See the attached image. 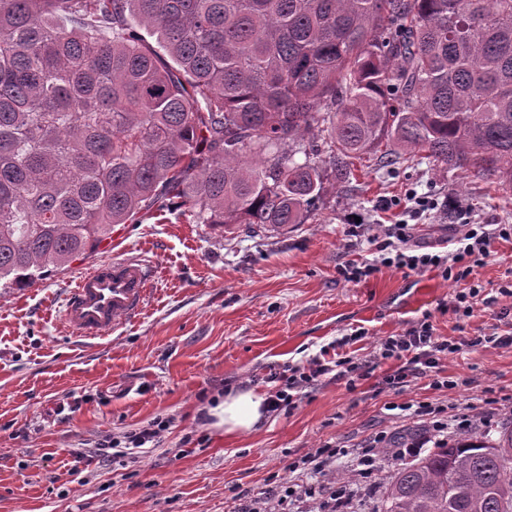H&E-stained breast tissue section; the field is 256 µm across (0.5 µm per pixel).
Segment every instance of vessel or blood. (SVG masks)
I'll list each match as a JSON object with an SVG mask.
<instances>
[{
  "label": "vessel or blood",
  "mask_w": 512,
  "mask_h": 512,
  "mask_svg": "<svg viewBox=\"0 0 512 512\" xmlns=\"http://www.w3.org/2000/svg\"><path fill=\"white\" fill-rule=\"evenodd\" d=\"M152 277V263L145 257L115 256L100 262L68 294L65 323L83 337L110 334L120 319L140 312Z\"/></svg>",
  "instance_id": "obj_1"
}]
</instances>
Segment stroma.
Returning <instances> with one entry per match:
<instances>
[{
    "mask_svg": "<svg viewBox=\"0 0 512 512\" xmlns=\"http://www.w3.org/2000/svg\"><path fill=\"white\" fill-rule=\"evenodd\" d=\"M438 206L414 221L412 242L442 250L458 232V211L478 224H512V191L486 178L400 154L356 163L348 182L327 185L323 209L275 235L240 226L224 233L187 223L178 210L150 206L142 221L117 225L97 252L29 288H0V512H238L277 508L283 482L352 485L347 512H378L386 476L404 465L377 456L370 474L345 462L325 479L291 465L326 445L357 453L376 435L424 431L393 418L388 403L428 400L470 433L465 418L497 424L512 415V348H465L439 365L453 389L419 379L386 387L388 364L355 388L329 381L307 389L295 409L267 414L253 434L230 437L207 409L229 389L269 391V374L305 364L336 338L365 328L349 345L370 358L383 337L429 317L436 334L495 326L499 305L477 304L459 319L449 305L460 286L435 271L383 268L361 283L339 270L371 253L355 221L410 218V193ZM115 254L155 265L142 311L104 338L71 333L62 318L75 277ZM512 269V240H495L472 281L495 289ZM157 445L122 446L155 421Z\"/></svg>",
    "mask_w": 512,
    "mask_h": 512,
    "instance_id": "35a3bbf8",
    "label": "stroma"
}]
</instances>
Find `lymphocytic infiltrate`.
Here are the masks:
<instances>
[{"label": "lymphocytic infiltrate", "mask_w": 512, "mask_h": 512, "mask_svg": "<svg viewBox=\"0 0 512 512\" xmlns=\"http://www.w3.org/2000/svg\"><path fill=\"white\" fill-rule=\"evenodd\" d=\"M408 238L407 224L373 225L367 241L376 252L375 258L365 264L347 263L340 268V275L346 281L358 283L382 266L413 273L439 271L444 279L466 282V289L456 292L452 310L455 315L467 318L471 317L476 300H483L490 306L495 304L497 298H512V279L500 285L494 297L486 296L484 287L470 279L474 268L483 265L493 239H512L511 224H498L490 229L482 224L464 225L456 238L457 250L446 255L414 252L407 245ZM465 346L512 347V327L500 331L494 329L477 336L445 337L435 335L430 320L423 319L400 334L382 338L375 356L392 364V371L385 379L390 387L397 389L412 380L427 377L434 388L440 389L451 387L452 382L431 378L432 369ZM368 368V363L354 362L348 356L337 358L330 364L314 358L307 365L288 367L271 376L277 388L268 397L267 410L275 413L295 408L299 393L314 386L326 375H333L338 381L344 379L351 382L361 377Z\"/></svg>", "instance_id": "1"}]
</instances>
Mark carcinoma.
Here are the masks:
<instances>
[{
	"label": "carcinoma",
	"instance_id": "obj_1",
	"mask_svg": "<svg viewBox=\"0 0 512 512\" xmlns=\"http://www.w3.org/2000/svg\"><path fill=\"white\" fill-rule=\"evenodd\" d=\"M401 149L512 189V0H0L7 288L163 199L228 232L304 224ZM498 433L396 468L380 512H512Z\"/></svg>",
	"mask_w": 512,
	"mask_h": 512
}]
</instances>
